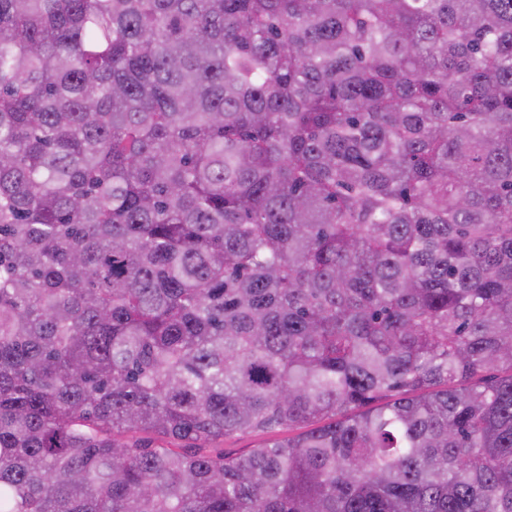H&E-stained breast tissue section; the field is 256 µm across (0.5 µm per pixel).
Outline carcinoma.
<instances>
[{
	"label": "carcinoma",
	"mask_w": 512,
	"mask_h": 512,
	"mask_svg": "<svg viewBox=\"0 0 512 512\" xmlns=\"http://www.w3.org/2000/svg\"><path fill=\"white\" fill-rule=\"evenodd\" d=\"M0 512H512V0H0ZM270 434L261 431L239 432L229 438L224 439V444L220 443L218 448H224V453L236 455L257 447L266 440Z\"/></svg>",
	"instance_id": "obj_1"
}]
</instances>
